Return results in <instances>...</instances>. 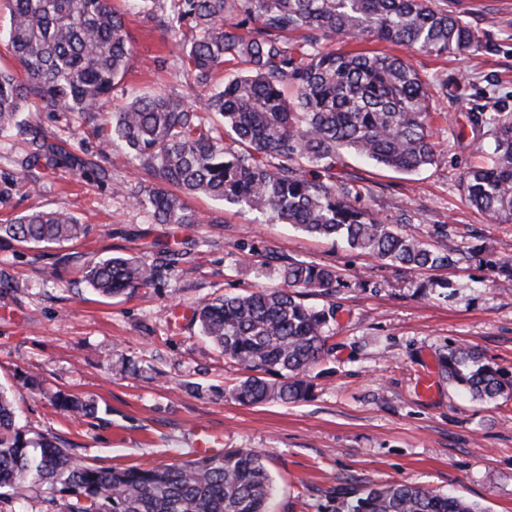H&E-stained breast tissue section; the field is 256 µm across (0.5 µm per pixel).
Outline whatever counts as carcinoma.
<instances>
[{
  "instance_id": "cac0c4a2",
  "label": "carcinoma",
  "mask_w": 512,
  "mask_h": 512,
  "mask_svg": "<svg viewBox=\"0 0 512 512\" xmlns=\"http://www.w3.org/2000/svg\"><path fill=\"white\" fill-rule=\"evenodd\" d=\"M8 38L23 74L0 69V138L28 140L30 168H83L25 118L32 103L84 119L104 112L112 87L128 71L132 49L124 18L109 0H7ZM147 23L164 26L179 48L186 77L209 85L224 72L202 110L224 133L171 93L131 94L112 113L105 144L118 141L157 186L129 198L157 224L193 220L184 198L204 195L237 205L258 222L292 224L340 239L401 272L490 264L498 285L512 288V259L486 260V248L462 254L388 224L356 202L363 187L336 176L342 154L415 172L438 161L430 101L448 92L410 55H472L486 44L448 0H149ZM194 35L181 39L183 28ZM376 38L407 55L332 49L327 43ZM468 146L483 160L459 178L468 204L491 222L512 223V113L469 112ZM63 211L36 210L0 224V239L38 247L87 234ZM151 261L115 256L81 270L97 294L112 297L167 277L169 249ZM350 288L334 266L290 259L277 283L226 295L197 308L201 334L242 375L224 396L243 405L298 403L314 395L311 373L327 360L332 298ZM309 295L331 299L320 307ZM443 379L470 399L512 397V370L460 343L438 352ZM70 415L95 406L60 393ZM268 454L237 448L164 467H98L80 462L55 436L34 437L16 424L11 394L0 388V503L47 488L66 495L62 512H268L275 491ZM336 512H485L479 505L411 484L376 485L343 500Z\"/></svg>"
}]
</instances>
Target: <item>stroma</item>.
I'll list each match as a JSON object with an SVG mask.
<instances>
[{"label":"stroma","mask_w":512,"mask_h":512,"mask_svg":"<svg viewBox=\"0 0 512 512\" xmlns=\"http://www.w3.org/2000/svg\"><path fill=\"white\" fill-rule=\"evenodd\" d=\"M123 14L132 58L111 93L175 89L202 106L207 89L186 82L164 30L143 22L137 0H112ZM467 13L487 45L475 55L413 53L426 78L448 82L434 103L437 165L405 173L346 154L337 175L360 177L363 202L384 217L404 212L414 236L434 225L453 244L482 237L512 258V223L494 224L464 199L459 174L473 158L459 131L470 112H512V0H448ZM45 134L93 162V169L27 172L19 138L0 141V172L18 187L0 196V224L31 210H63L90 225L87 237L29 249L0 240V386L10 390L20 427L58 437L78 459L101 467H156L198 455L199 429L216 447L261 448L276 481L271 512H336L343 497L372 484L424 485L452 492L485 512H512V399L462 398L436 380V354L466 342L489 362L512 368V291L487 266L463 262L418 273L287 224H257L240 207L204 196L187 201L194 221L157 224L128 198L148 178L127 149L104 147L109 115L74 122L66 112H35ZM105 177H98V170ZM179 252L158 287L105 298L78 273L89 259ZM335 266L350 284L338 299L332 341L313 398L246 406L222 388L238 376L202 339L190 314L225 293L275 282L282 261ZM370 290H361V283ZM92 401L94 416L73 419L54 392Z\"/></svg>","instance_id":"1"}]
</instances>
